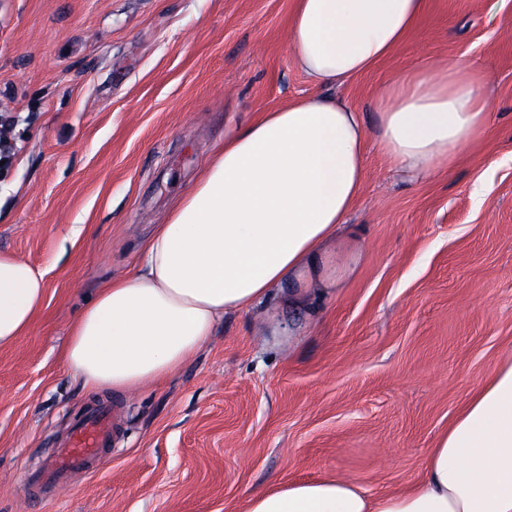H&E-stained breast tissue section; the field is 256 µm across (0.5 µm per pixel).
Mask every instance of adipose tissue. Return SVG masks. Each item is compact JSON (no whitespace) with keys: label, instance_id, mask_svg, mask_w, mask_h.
Wrapping results in <instances>:
<instances>
[{"label":"adipose tissue","instance_id":"obj_1","mask_svg":"<svg viewBox=\"0 0 512 512\" xmlns=\"http://www.w3.org/2000/svg\"><path fill=\"white\" fill-rule=\"evenodd\" d=\"M427 0H295L297 68L340 87L385 58ZM468 65L415 69L379 96L377 145L422 178L455 166L490 120ZM361 112L315 96L260 113L224 138L199 179L156 225L136 273L99 288L69 331L63 363L90 389L167 381L204 348L224 315L285 290L323 298L353 273L348 215L365 168ZM42 272L0 253V347L19 342L45 302ZM247 512H512V357L502 361L429 449L408 489L369 495L336 476L249 499Z\"/></svg>","mask_w":512,"mask_h":512}]
</instances>
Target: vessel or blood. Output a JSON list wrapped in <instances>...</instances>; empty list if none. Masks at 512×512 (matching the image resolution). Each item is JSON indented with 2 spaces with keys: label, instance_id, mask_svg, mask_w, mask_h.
Instances as JSON below:
<instances>
[{
  "label": "vessel or blood",
  "instance_id": "obj_1",
  "mask_svg": "<svg viewBox=\"0 0 512 512\" xmlns=\"http://www.w3.org/2000/svg\"><path fill=\"white\" fill-rule=\"evenodd\" d=\"M112 414L108 407L97 406L75 424L67 446L45 463L43 469L28 479L30 486L49 485L63 488L68 471L82 469L96 473L102 458L112 450Z\"/></svg>",
  "mask_w": 512,
  "mask_h": 512
}]
</instances>
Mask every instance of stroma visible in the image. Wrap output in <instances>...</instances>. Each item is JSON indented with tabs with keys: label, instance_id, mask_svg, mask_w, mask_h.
Segmentation results:
<instances>
[{
	"label": "stroma",
	"instance_id": "stroma-1",
	"mask_svg": "<svg viewBox=\"0 0 512 512\" xmlns=\"http://www.w3.org/2000/svg\"><path fill=\"white\" fill-rule=\"evenodd\" d=\"M294 0H0V252L43 272L30 331L0 347V512H246L299 480L409 487L429 448L512 354V0H428L418 28L336 88L377 126L402 72L458 60L485 78L484 137L453 169L403 177L366 143L350 216L361 253L308 307L273 292L225 315L165 383L90 391L64 365L98 288L235 126L321 93L293 63ZM82 225L72 237L73 225ZM106 401L96 474L29 496L25 480Z\"/></svg>",
	"mask_w": 512,
	"mask_h": 512
}]
</instances>
